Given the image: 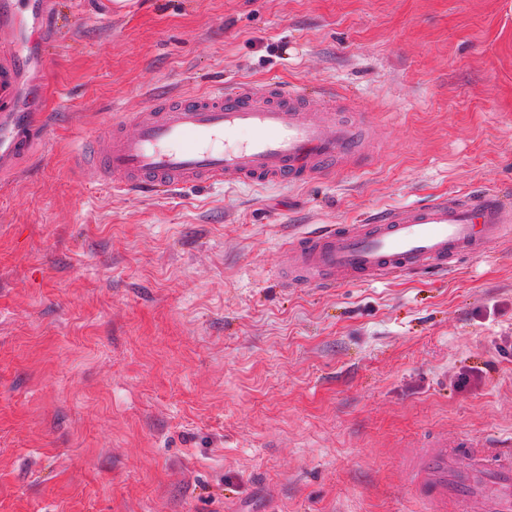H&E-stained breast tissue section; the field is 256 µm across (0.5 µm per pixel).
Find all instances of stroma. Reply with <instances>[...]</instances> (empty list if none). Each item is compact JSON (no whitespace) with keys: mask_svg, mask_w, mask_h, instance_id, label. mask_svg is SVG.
<instances>
[{"mask_svg":"<svg viewBox=\"0 0 512 512\" xmlns=\"http://www.w3.org/2000/svg\"><path fill=\"white\" fill-rule=\"evenodd\" d=\"M0 165V512H417L410 453L512 439V243L283 288L290 235L512 191V0H56ZM346 95L368 167L131 197L78 146L155 93ZM470 373L467 384L459 376ZM7 115L12 130L3 129V117ZM30 124L27 112H2L0 114V161L7 156L25 152L34 137H30Z\"/></svg>","mask_w":512,"mask_h":512,"instance_id":"35a3bbf8","label":"stroma"}]
</instances>
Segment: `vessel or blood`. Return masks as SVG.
Instances as JSON below:
<instances>
[{
  "mask_svg": "<svg viewBox=\"0 0 512 512\" xmlns=\"http://www.w3.org/2000/svg\"><path fill=\"white\" fill-rule=\"evenodd\" d=\"M45 0H0V29L18 49L45 32ZM347 98L320 109L283 82H237L201 92L159 96L131 116L108 117L83 154L99 181L117 191L160 194L214 184L301 185L359 165L358 123ZM0 128V159L32 143L29 116L9 113ZM512 237V193L483 189L377 211L360 224L329 225L288 241L289 288L370 284L405 275L448 272ZM404 484L422 512H512V448L479 438L420 448L407 460Z\"/></svg>",
  "mask_w": 512,
  "mask_h": 512,
  "instance_id": "vessel-or-blood-1",
  "label": "vessel or blood"
}]
</instances>
